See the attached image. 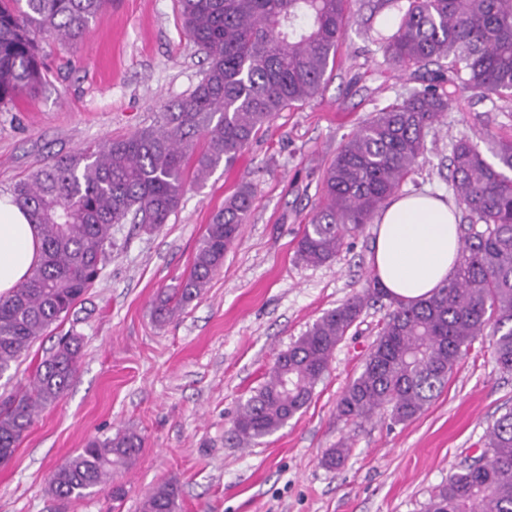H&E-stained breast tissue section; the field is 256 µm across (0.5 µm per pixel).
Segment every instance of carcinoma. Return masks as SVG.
Listing matches in <instances>:
<instances>
[{
  "mask_svg": "<svg viewBox=\"0 0 512 512\" xmlns=\"http://www.w3.org/2000/svg\"><path fill=\"white\" fill-rule=\"evenodd\" d=\"M183 28L204 55L203 77L164 105V123L56 156L13 186L16 204L38 225L42 258L11 295L0 297V374L66 316L100 277L112 228L162 227L185 192L231 164L274 115L313 99L336 61L348 24L347 0H179ZM106 0H0V105L37 94L48 82L40 43L71 44ZM386 60L433 77L364 121L338 149L322 180L321 203L304 225L296 256L334 260L425 159L427 136L456 99L512 96V0H408ZM448 169L463 220L461 253L449 283L404 302L375 280L326 312L282 352L265 381L240 405L228 433L251 444L283 428L311 401L338 344L370 307L388 313L362 371L343 391L338 417L361 423L387 411L395 424L422 414L440 395L478 337H491L499 370L512 374V139L483 151L462 136ZM254 202L245 183L217 211L188 277L159 293L163 323L201 295L224 261ZM81 358L76 334L62 336L32 384L0 399V462L9 461L38 410L57 403ZM144 438L127 430L88 440L50 474L47 491L84 498L127 470ZM176 481L156 486L142 512H179ZM423 512H512V409L486 431L474 463L450 473Z\"/></svg>",
  "mask_w": 512,
  "mask_h": 512,
  "instance_id": "obj_1",
  "label": "carcinoma"
}]
</instances>
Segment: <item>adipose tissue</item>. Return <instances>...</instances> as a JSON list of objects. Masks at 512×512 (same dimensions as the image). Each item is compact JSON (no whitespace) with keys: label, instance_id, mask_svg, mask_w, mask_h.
Here are the masks:
<instances>
[{"label":"adipose tissue","instance_id":"adipose-tissue-1","mask_svg":"<svg viewBox=\"0 0 512 512\" xmlns=\"http://www.w3.org/2000/svg\"><path fill=\"white\" fill-rule=\"evenodd\" d=\"M371 265L393 296L416 301L452 276L460 251L454 207L427 195L394 197L376 217ZM42 240L30 216L0 195V295L11 294L39 264Z\"/></svg>","mask_w":512,"mask_h":512}]
</instances>
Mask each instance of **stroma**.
I'll use <instances>...</instances> for the list:
<instances>
[{
	"mask_svg": "<svg viewBox=\"0 0 512 512\" xmlns=\"http://www.w3.org/2000/svg\"><path fill=\"white\" fill-rule=\"evenodd\" d=\"M407 5L351 0L336 64L315 98L277 113L203 186L187 184L162 228L114 227L112 255L94 288L0 376L4 397L28 386L59 335L82 338L65 395L35 416L0 465V512H141L145 495L173 478L181 512H421L452 470L478 459L487 428L512 408V375L497 368L487 337L416 419H338L337 401L361 372L386 314L377 306L338 345L307 408L259 444L227 441L240 404L278 355L372 276L371 224L332 262L302 266L294 252L340 145L417 85L385 60L380 44ZM43 55L49 85L0 107L1 194L48 157L160 125L163 105L186 96L206 66L177 0H112L81 40L46 42ZM462 136L482 146L512 138V101L461 96L428 136L427 159L403 192L452 198L448 157ZM246 182L254 204L223 265L177 318L158 324L157 294L188 274L212 212ZM120 429L144 439L128 471L86 498L61 503L47 494L57 466L91 437ZM342 444L344 464L324 466V452Z\"/></svg>",
	"mask_w": 512,
	"mask_h": 512,
	"instance_id": "obj_1",
	"label": "stroma"
}]
</instances>
